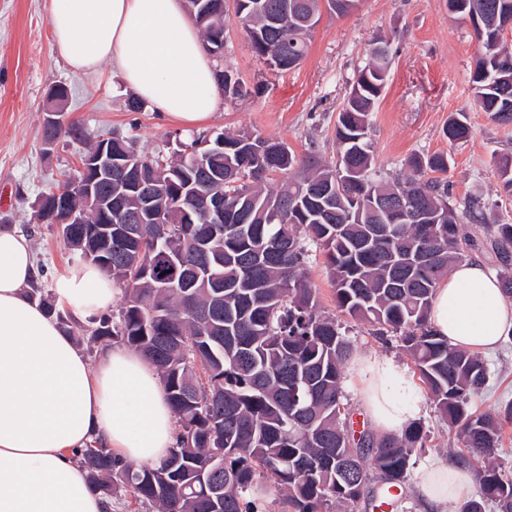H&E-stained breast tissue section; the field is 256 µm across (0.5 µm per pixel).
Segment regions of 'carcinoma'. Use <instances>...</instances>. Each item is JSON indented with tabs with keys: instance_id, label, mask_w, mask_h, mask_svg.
<instances>
[{
	"instance_id": "1",
	"label": "carcinoma",
	"mask_w": 512,
	"mask_h": 512,
	"mask_svg": "<svg viewBox=\"0 0 512 512\" xmlns=\"http://www.w3.org/2000/svg\"><path fill=\"white\" fill-rule=\"evenodd\" d=\"M204 49L224 46L226 0H186ZM357 0H233L234 14L256 57L290 70L307 56L322 10L342 17ZM462 22L475 12L512 18V0H448ZM472 82L478 107L512 122V49L504 30L473 29ZM391 46L376 43L353 78L338 112L336 159L317 150L299 156L282 141L251 131L200 133L171 158L141 151L132 135L112 132L111 265L101 270L123 290L117 313L87 328L70 325L40 281L29 295L69 328L76 343L119 342L156 368L176 417L167 458L136 467L111 449L91 445L79 463L112 512L120 491L138 512H267V496L288 491L293 512H356L411 484L412 457L425 448L419 422L378 437L355 433L343 403V368L351 342L320 306L309 279L312 250L324 257L336 310L374 327L383 341L399 338L448 428L473 460L479 494L459 512H512V477L496 463L512 402L477 413L475 396L489 379L479 355L452 346L429 321L437 288L474 247L460 224L484 225L501 286L512 296V224H492L486 205L450 201L445 152L414 155L408 172L390 182L372 176L376 158L370 116L388 75ZM224 97L251 91L216 72ZM45 140H75L93 150L98 135L59 115ZM470 130L464 114L443 128L450 143ZM143 162L160 182L162 216L149 219L141 192L124 169ZM502 193L512 196V160H498ZM224 198V222L204 207ZM404 199L424 215L414 223L387 203ZM87 223L65 239L78 260L98 244L103 212L86 208ZM428 248L433 260L416 261Z\"/></svg>"
}]
</instances>
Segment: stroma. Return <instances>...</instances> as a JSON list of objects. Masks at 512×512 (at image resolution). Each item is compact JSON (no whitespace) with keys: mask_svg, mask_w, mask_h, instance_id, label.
<instances>
[{"mask_svg":"<svg viewBox=\"0 0 512 512\" xmlns=\"http://www.w3.org/2000/svg\"><path fill=\"white\" fill-rule=\"evenodd\" d=\"M48 6V0H0V221L30 238L37 262L52 279L76 258L55 226L32 222L30 205L40 193L75 176L82 146L75 141L44 146L50 89L68 88L69 119L100 135L136 133L140 148L151 155L172 156L195 131L170 122L148 104L130 111L131 94L123 90L111 64L95 71L70 69L53 48ZM380 39L388 40L394 51L371 117L370 138L382 175L402 172L414 155L450 153L452 199L481 198L493 205L496 222L512 224V197L499 195L495 166L496 159L512 157V124L492 120L476 105L473 31L452 17L448 0H358L346 16L323 17L306 59L282 73L257 59L235 16H227L224 51L213 58V66L254 94L244 102L222 99L207 130L243 128L281 140L299 155L313 142L326 155L335 154L336 109ZM456 112L465 113L471 134L452 145L442 128ZM342 324L354 352L385 355L412 367L397 341L383 342L370 325L349 318ZM485 360L490 381L473 404L480 411L512 401V339L502 338ZM418 399L428 441L417 460L434 455L466 463L462 446L426 391H419Z\"/></svg>","mask_w":512,"mask_h":512,"instance_id":"stroma-1","label":"stroma"}]
</instances>
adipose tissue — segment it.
<instances>
[{
    "instance_id": "1",
    "label": "adipose tissue",
    "mask_w": 512,
    "mask_h": 512,
    "mask_svg": "<svg viewBox=\"0 0 512 512\" xmlns=\"http://www.w3.org/2000/svg\"><path fill=\"white\" fill-rule=\"evenodd\" d=\"M56 53L91 71L111 63L124 86L183 127L208 122L221 96L184 0H50ZM35 276L31 241L0 229V512H102L75 454L93 442L139 464L162 462L175 416L152 363L119 347L89 362L26 290ZM53 292L78 322L109 309L118 290L91 263L71 265ZM430 321L452 345L494 350L512 332V298L479 259L456 263L438 288ZM349 381L378 435L400 432L422 412L417 381L384 355L360 353ZM472 474L433 456L420 493L436 508L461 497Z\"/></svg>"
}]
</instances>
